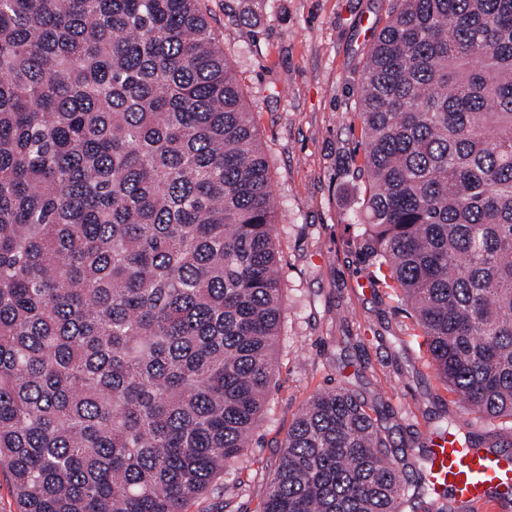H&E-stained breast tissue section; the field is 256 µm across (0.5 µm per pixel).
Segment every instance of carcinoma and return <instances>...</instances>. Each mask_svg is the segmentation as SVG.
<instances>
[{
  "mask_svg": "<svg viewBox=\"0 0 512 512\" xmlns=\"http://www.w3.org/2000/svg\"><path fill=\"white\" fill-rule=\"evenodd\" d=\"M361 247L460 418L512 424V0H394ZM276 195L200 0H0V464L20 512H184L244 462L283 315ZM423 466L312 396L262 512H400Z\"/></svg>",
  "mask_w": 512,
  "mask_h": 512,
  "instance_id": "cac0c4a2",
  "label": "carcinoma"
}]
</instances>
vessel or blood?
I'll return each instance as SVG.
<instances>
[{
  "label": "vessel or blood",
  "instance_id": "vessel-or-blood-1",
  "mask_svg": "<svg viewBox=\"0 0 512 512\" xmlns=\"http://www.w3.org/2000/svg\"><path fill=\"white\" fill-rule=\"evenodd\" d=\"M426 483L451 512H512V455L475 447L460 431L434 444Z\"/></svg>",
  "mask_w": 512,
  "mask_h": 512
}]
</instances>
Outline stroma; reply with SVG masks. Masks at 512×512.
<instances>
[{
	"mask_svg": "<svg viewBox=\"0 0 512 512\" xmlns=\"http://www.w3.org/2000/svg\"><path fill=\"white\" fill-rule=\"evenodd\" d=\"M244 93L280 200L275 246L285 313L269 402L241 477L226 474L186 512H260L261 490L305 403L338 386L384 414L390 440L419 462L437 425L460 410L424 338L376 268L354 224L361 173L358 92L393 0H200Z\"/></svg>",
	"mask_w": 512,
	"mask_h": 512,
	"instance_id": "35a3bbf8",
	"label": "stroma"
}]
</instances>
